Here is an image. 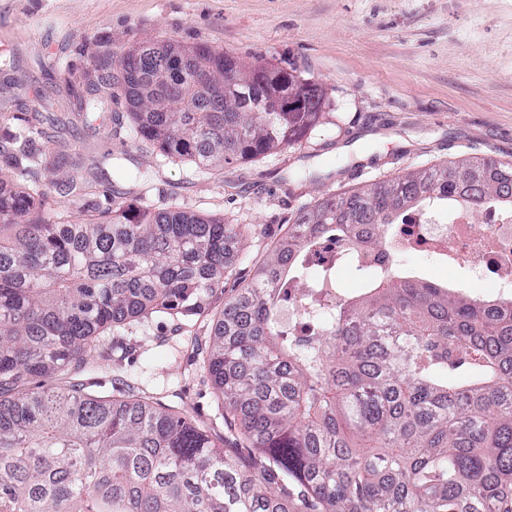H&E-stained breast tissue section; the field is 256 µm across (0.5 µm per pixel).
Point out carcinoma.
<instances>
[{
  "instance_id": "1",
  "label": "carcinoma",
  "mask_w": 512,
  "mask_h": 512,
  "mask_svg": "<svg viewBox=\"0 0 512 512\" xmlns=\"http://www.w3.org/2000/svg\"><path fill=\"white\" fill-rule=\"evenodd\" d=\"M181 67L164 88L169 112H139V86L162 77L175 48ZM206 61L225 72L238 57L171 40L117 59L136 139L168 159L217 172L301 143L317 123L320 85L295 79L303 105L274 111L279 90L230 92L216 112ZM28 150L29 185L0 179V512H512V301L401 274L376 273L336 309L317 288L331 274L304 258L318 236L356 224L388 226L415 207L485 199L512 211V160L437 165L325 199L300 214L255 278L228 295L230 252L246 234L179 207L117 202L85 224H51ZM311 288L317 336L283 321L288 289ZM170 318L202 350L224 423L254 455L143 381L118 399L72 376L95 366L105 333ZM461 369L463 377L448 379ZM65 379L60 387L32 379Z\"/></svg>"
}]
</instances>
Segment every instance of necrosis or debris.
Instances as JSON below:
<instances>
[{
  "mask_svg": "<svg viewBox=\"0 0 512 512\" xmlns=\"http://www.w3.org/2000/svg\"><path fill=\"white\" fill-rule=\"evenodd\" d=\"M482 223L472 221L468 207L424 209L385 228L362 225L355 234L358 263L364 276L380 269L416 274L412 256L424 255L447 268L449 285L457 271L470 278V287L491 289L497 299H512V214L486 202Z\"/></svg>",
  "mask_w": 512,
  "mask_h": 512,
  "instance_id": "1",
  "label": "necrosis or debris"
}]
</instances>
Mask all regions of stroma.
I'll return each mask as SVG.
<instances>
[{
	"mask_svg": "<svg viewBox=\"0 0 512 512\" xmlns=\"http://www.w3.org/2000/svg\"><path fill=\"white\" fill-rule=\"evenodd\" d=\"M163 39L294 70L320 84L324 115L302 144L254 162L213 174L169 162L133 138L123 104L85 111L72 91L99 59ZM18 129L69 156L39 171L52 220L133 199L247 225L225 283L239 288L317 201L446 161L512 160V0H0V144ZM107 152L121 161L103 181L90 167ZM172 335L163 316L118 330L119 367L88 379L114 395L150 379L234 447L202 359Z\"/></svg>",
	"mask_w": 512,
	"mask_h": 512,
	"instance_id": "stroma-1",
	"label": "stroma"
}]
</instances>
